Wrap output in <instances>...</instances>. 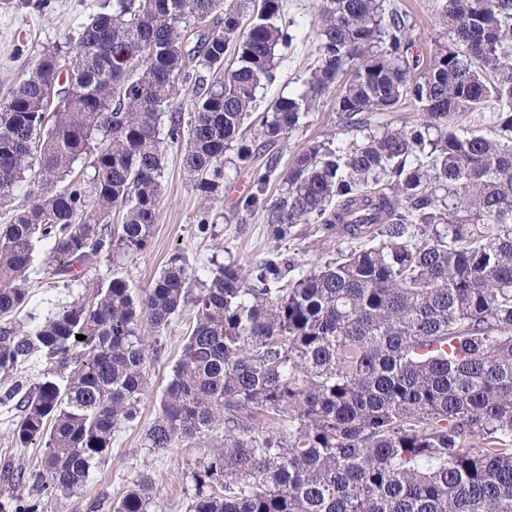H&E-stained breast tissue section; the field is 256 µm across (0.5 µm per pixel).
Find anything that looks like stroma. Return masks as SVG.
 Instances as JSON below:
<instances>
[{
	"label": "stroma",
	"instance_id": "35a3bbf8",
	"mask_svg": "<svg viewBox=\"0 0 512 512\" xmlns=\"http://www.w3.org/2000/svg\"><path fill=\"white\" fill-rule=\"evenodd\" d=\"M108 0H0V104L9 99L11 89L21 81L31 60L44 48L60 42L63 33L75 32L90 15L102 11ZM388 8L406 16L414 40L413 53L421 63H429L437 44L448 36L440 20L442 0H386ZM320 0H282V17L290 23L297 38L278 55V79L258 90L259 106L273 98L291 96L305 88L318 65V15ZM336 92L323 95L301 126L281 139L275 153L279 170H286L297 154L317 141L332 140L347 145L351 137L338 126ZM162 202L149 247L134 260L125 262L122 274L139 288H147L164 269L169 256L181 253L199 277H206L221 263L231 261L248 265L266 255L273 246H281L298 271L308 272L338 251L358 248L355 240H339L318 231L316 225L298 224L287 238L276 241L273 229L262 214L246 220L237 218L233 182H226L222 202L215 205L206 229H199L201 200L190 187L183 168V152L170 146L165 154L162 177ZM46 246H37L29 271L30 299L16 314L18 323L43 321L67 296H78L83 286L65 282L63 277L48 279L43 260ZM192 307H185L165 333L164 356L152 368L151 388L143 402L142 426L149 425L157 412L163 388L172 376V367L185 342L192 321ZM17 412L13 405L0 403V500L33 494L31 484H14L5 476L6 468L36 469L38 447L18 448L11 439ZM211 436L200 447L176 448L167 453L153 452L142 445L140 429L124 430L112 440V449L86 485L52 502L48 512H112V503L142 475L155 481L154 512H186L193 493L190 472L205 449L219 443Z\"/></svg>",
	"mask_w": 512,
	"mask_h": 512
}]
</instances>
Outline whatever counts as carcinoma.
I'll list each match as a JSON object with an SVG mask.
<instances>
[{
  "mask_svg": "<svg viewBox=\"0 0 512 512\" xmlns=\"http://www.w3.org/2000/svg\"><path fill=\"white\" fill-rule=\"evenodd\" d=\"M385 2L323 0L306 89L260 113L256 92L295 39L281 0H112L32 62L0 105V205L24 191L0 225V400L21 412L14 445L43 452L18 475L37 493L0 512H47L87 483L138 426L162 336L189 304L143 438L163 452L223 435L191 471L187 512H512V0H445L450 42L419 77ZM344 73L336 111L360 136L278 171L276 144ZM490 100L494 135L457 127ZM402 104L420 112L413 126L371 131ZM172 145L199 229L230 167L250 180L237 213H263L276 238L316 224L364 246L297 277L276 249L201 281L174 253L144 290L117 271L42 322L12 323L37 246L49 276L75 280L148 248ZM77 161L88 179L71 177ZM38 358L50 368L33 378ZM153 494L136 482L115 512H150Z\"/></svg>",
  "mask_w": 512,
  "mask_h": 512,
  "instance_id": "obj_1",
  "label": "carcinoma"
}]
</instances>
